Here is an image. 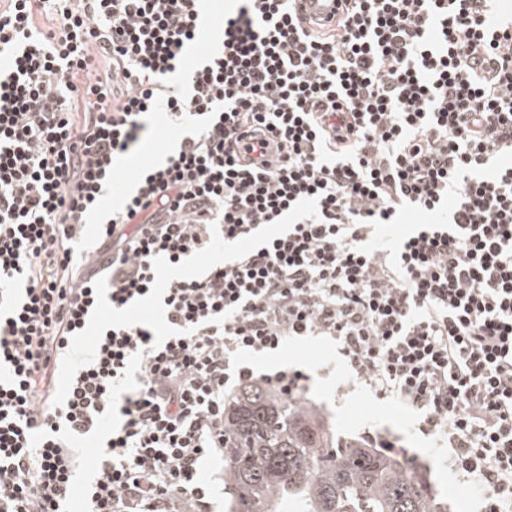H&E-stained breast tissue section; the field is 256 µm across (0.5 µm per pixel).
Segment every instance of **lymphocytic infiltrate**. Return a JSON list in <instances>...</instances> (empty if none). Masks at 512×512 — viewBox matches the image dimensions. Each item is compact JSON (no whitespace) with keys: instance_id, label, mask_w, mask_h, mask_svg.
I'll return each mask as SVG.
<instances>
[{"instance_id":"1","label":"lymphocytic infiltrate","mask_w":512,"mask_h":512,"mask_svg":"<svg viewBox=\"0 0 512 512\" xmlns=\"http://www.w3.org/2000/svg\"><path fill=\"white\" fill-rule=\"evenodd\" d=\"M237 2L189 64L207 0H0V512H218L227 402L311 380L245 356L307 336L512 512V8ZM167 141V129L160 121L154 139L146 143L137 155L125 159L122 174L115 177L112 181V188L107 197L106 205L113 204V201L116 202L119 200L121 196L129 190L133 175L140 167L155 162L159 158Z\"/></svg>"}]
</instances>
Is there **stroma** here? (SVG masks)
I'll use <instances>...</instances> for the list:
<instances>
[{
	"instance_id": "1",
	"label": "stroma",
	"mask_w": 512,
	"mask_h": 512,
	"mask_svg": "<svg viewBox=\"0 0 512 512\" xmlns=\"http://www.w3.org/2000/svg\"><path fill=\"white\" fill-rule=\"evenodd\" d=\"M168 141L165 125H158L154 139L141 151L123 163V172L114 178L109 201H116L130 188L133 175L142 166L155 162ZM316 370L307 394L309 405L315 407L338 435L359 439L362 432L372 427L394 428L403 438V444L413 465L421 473L431 493L447 504L448 512H478V491H461L454 476L443 461L438 437L416 432L408 418L394 403L374 397L357 383L350 381L343 371L341 358L331 346L315 342H295L286 348L282 358L265 359V366L277 365L279 360Z\"/></svg>"
}]
</instances>
